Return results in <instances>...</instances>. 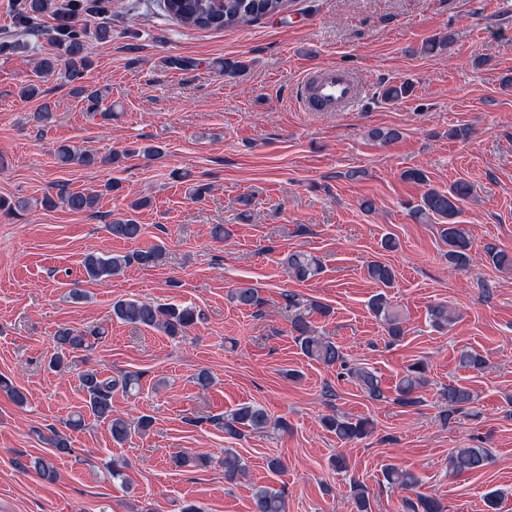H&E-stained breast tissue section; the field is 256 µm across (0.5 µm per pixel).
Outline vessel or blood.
<instances>
[{"mask_svg": "<svg viewBox=\"0 0 512 512\" xmlns=\"http://www.w3.org/2000/svg\"><path fill=\"white\" fill-rule=\"evenodd\" d=\"M364 86L350 70L326 65L308 72L302 80L304 112H351L361 102Z\"/></svg>", "mask_w": 512, "mask_h": 512, "instance_id": "vessel-or-blood-1", "label": "vessel or blood"}]
</instances>
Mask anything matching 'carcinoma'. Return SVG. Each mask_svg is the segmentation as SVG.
<instances>
[{"mask_svg":"<svg viewBox=\"0 0 512 512\" xmlns=\"http://www.w3.org/2000/svg\"><path fill=\"white\" fill-rule=\"evenodd\" d=\"M163 10L167 16L185 28L214 29L249 24L263 18L281 14L288 8V0H162ZM53 8L52 0H26V14L19 19V25L25 32L36 28L34 18L45 14ZM83 10V4L71 0L69 8L63 12L57 26V53L45 56L37 62V71L43 75H53L59 71L67 84L72 86L75 94L89 103V111L95 112L101 100L102 91L86 81V73L91 66L89 33L87 28L76 22ZM57 162L64 165H76L83 168H99L105 164H114L119 160L115 153L103 158L96 153L70 145H61L56 150ZM473 193L472 185L465 180L453 182L447 190H427L420 204L410 210V216L417 222H430L434 219L442 224V237L448 246L445 258L448 267L463 270L469 263L471 241L463 225L458 221L462 213V204ZM99 196L95 193L71 191L66 186L58 188L57 199L45 198V205L56 206L61 203L75 213L93 212ZM107 231L114 239L135 240L143 233V225L131 218H115L107 224ZM164 259V249L156 245L148 250L133 253H99L85 255L82 264L86 275L92 281L114 276L124 269L137 264L142 267H156ZM489 263L501 271H512V253L491 248L488 250ZM283 263L288 276L298 282H305L315 277L320 270L317 258L294 252L288 254ZM368 275L374 282L385 288L393 284L392 268L375 261L368 267ZM231 297L242 309H255L264 304L259 288L250 281H240L231 291ZM371 310L386 325V332L393 340L402 338L406 333L404 318L400 310L390 303L386 296L378 294L373 297ZM112 314L126 323L145 328L156 329L171 338L183 337L201 317L200 311L189 304L164 303L155 304L134 298L119 299L112 304ZM429 320L438 331H446L457 321L456 311L446 302H439L428 310ZM291 333L303 355L326 366H334L343 360L340 347L330 339L316 334L308 317L297 315L291 321ZM102 332L95 329L82 330L61 327L54 336L56 351L51 356L48 366L60 370L68 366L71 357L87 350L92 341L101 339ZM459 365L471 371L481 372L486 367L485 359L472 351H463L459 356ZM426 364L416 361L409 364L396 385L395 402L401 406L412 407L421 403L418 393L425 384ZM351 376L370 398H384V391L378 376L366 369L355 368ZM142 374L128 372L121 379L103 376L97 370H86L81 375V386L85 396V406L90 415L108 425L112 441L121 445L134 434H144L150 430L153 420L142 416L136 421H129L113 413L112 397L117 391L130 395L141 387ZM0 392L6 393L16 403L25 401V394L11 379L0 375ZM448 403L445 416L465 409L473 403L474 394L466 386L450 385L443 393ZM326 428L344 442L360 440L367 436L371 421L367 418L354 419L345 416L323 418ZM286 428L280 420L271 422L267 410L257 403H243L224 417V429L231 434L239 433L243 427L250 431L265 430L269 426ZM46 443L54 449V455L65 456L73 452L71 437L65 432L52 431L46 437ZM490 461V452L486 448H455L448 454V475L459 476L484 469ZM224 466V478L233 481L242 472L238 457L230 448L224 449L221 459ZM22 471L31 469L43 479H56V470L51 460L34 457L17 461ZM387 484L401 491L413 490L419 485L417 476L407 470L389 466L385 470ZM252 499L254 512H286L284 491L267 485L253 488ZM410 512H443L440 501L431 496L417 494V501L407 502ZM370 498L367 488L356 482L353 484L351 512H370Z\"/></svg>","mask_w":512,"mask_h":512,"instance_id":"carcinoma-1","label":"carcinoma"}]
</instances>
